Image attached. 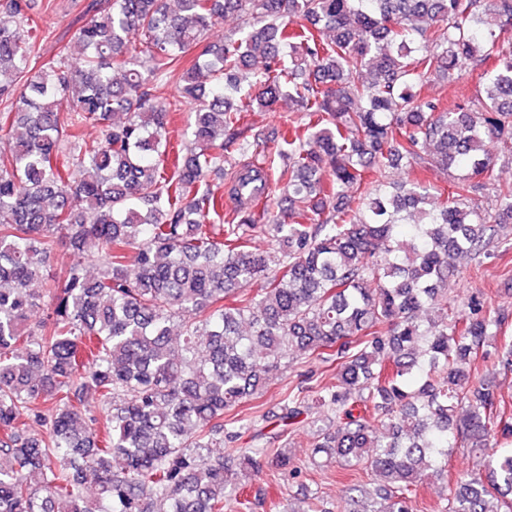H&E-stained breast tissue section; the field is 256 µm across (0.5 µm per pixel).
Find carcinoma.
I'll use <instances>...</instances> for the list:
<instances>
[{
  "label": "carcinoma",
  "instance_id": "carcinoma-1",
  "mask_svg": "<svg viewBox=\"0 0 512 512\" xmlns=\"http://www.w3.org/2000/svg\"><path fill=\"white\" fill-rule=\"evenodd\" d=\"M177 5L95 3L36 70L29 0H0V512H322L314 493L284 504L254 484L302 475L294 426L314 430L313 469L375 476L354 485L353 512H418L461 444L483 469L457 474L437 512H512V405L474 374L512 307L474 295L450 313L443 288L461 255L509 243L512 0ZM228 13L239 36L204 43ZM489 58L481 96L449 107L417 91ZM284 97L295 115L252 133L244 113ZM184 104L195 148L173 157ZM271 141L282 165L234 167L224 214L209 175ZM398 167L404 182L346 195ZM486 181L490 213L470 205ZM259 237L280 249L273 268ZM62 249L65 278L43 277ZM298 357L336 374L288 386L273 416L243 415Z\"/></svg>",
  "mask_w": 512,
  "mask_h": 512
}]
</instances>
